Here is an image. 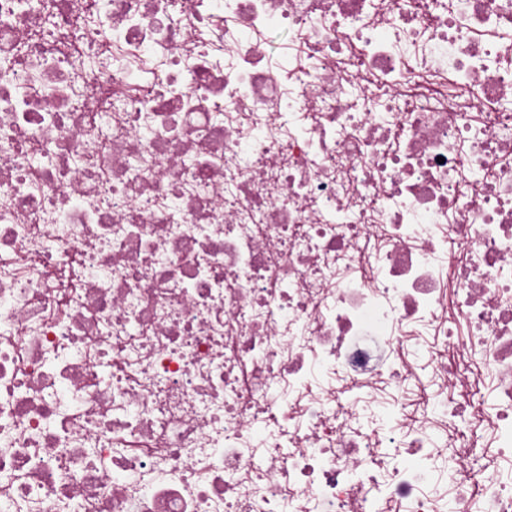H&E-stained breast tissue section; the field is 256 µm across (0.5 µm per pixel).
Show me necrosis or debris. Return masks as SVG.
I'll return each instance as SVG.
<instances>
[{"instance_id":"4bbe7bcc","label":"necrosis or debris","mask_w":512,"mask_h":512,"mask_svg":"<svg viewBox=\"0 0 512 512\" xmlns=\"http://www.w3.org/2000/svg\"><path fill=\"white\" fill-rule=\"evenodd\" d=\"M507 101L512 0H0V512H512Z\"/></svg>"}]
</instances>
